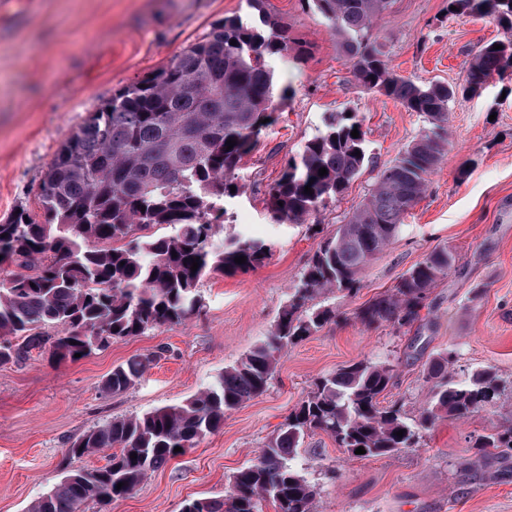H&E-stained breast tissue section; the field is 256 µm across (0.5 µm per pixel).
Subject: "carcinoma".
Returning a JSON list of instances; mask_svg holds the SVG:
<instances>
[{
  "label": "carcinoma",
  "mask_w": 512,
  "mask_h": 512,
  "mask_svg": "<svg viewBox=\"0 0 512 512\" xmlns=\"http://www.w3.org/2000/svg\"><path fill=\"white\" fill-rule=\"evenodd\" d=\"M310 2L329 22L354 81L419 113L426 126L378 171L369 195L314 252L266 341L182 403L114 418L85 433L72 454L116 452L102 467L68 474L26 512H81L88 501L106 505L130 495L178 456L175 447H194L224 426L228 412L265 392L280 353L336 317L335 308L316 299L356 291L363 268L385 251L425 194L428 177L448 155L455 98L478 97L494 76L512 72L510 38L481 46L466 61L463 85L416 83L392 69L372 36L391 0ZM448 6L451 16L489 17L512 33V0H448ZM497 44L502 48L493 49ZM290 52L298 58L305 46L263 12L251 20L224 18L165 67L90 113L45 172L40 191L45 222L36 223L22 210L0 224V264L22 269L0 277V364L46 346L54 358L75 361V354L88 357L114 339L181 324L200 308L198 288L206 276L235 275L264 263L269 253L264 243L216 239L227 215L220 201L240 193L241 161L266 127L262 120L272 118L289 92L278 88L269 61ZM355 129L357 138L351 136ZM229 140L236 141L230 150ZM367 163L361 120L343 112L330 115L268 191L273 217L305 223L320 206L341 197ZM321 168L328 174L319 175ZM158 226L172 232L158 235ZM239 256L246 262L236 263ZM454 263L448 248L431 251L393 290L362 305L358 316L398 329L414 324ZM47 328L56 334H47ZM454 359L455 352L448 351L428 362L432 386L417 419L396 404L382 405L393 378L386 363L359 361L317 378L276 436L232 475L224 497L188 500L182 512H261L264 501L272 502L275 512H315L317 488L290 464L310 434H327L353 458H375L412 446L420 430L441 419L467 418L496 404L501 388L495 373L476 371L457 383L449 373ZM150 361L137 356L115 367L104 389L127 390ZM359 447L365 453L355 454ZM474 447L485 456L512 450V426L477 437ZM133 453L137 458H130Z\"/></svg>",
  "instance_id": "cac0c4a2"
}]
</instances>
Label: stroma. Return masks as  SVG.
Wrapping results in <instances>:
<instances>
[{
    "instance_id": "1",
    "label": "stroma",
    "mask_w": 512,
    "mask_h": 512,
    "mask_svg": "<svg viewBox=\"0 0 512 512\" xmlns=\"http://www.w3.org/2000/svg\"><path fill=\"white\" fill-rule=\"evenodd\" d=\"M447 7L448 0H392L373 35L399 75L463 83L470 55L504 38L489 19L452 16ZM264 8L309 51L270 61L279 86L292 94L244 157V191L225 199L229 222L217 237L262 240L268 259L245 273L205 279L202 305L184 323L112 341L77 361L35 349L22 362L1 364L0 512H26L65 475L105 465L108 451L70 452L90 429L180 404L269 336L318 244L423 130L418 113L356 84L314 6L264 0ZM251 14L247 0H0V222L20 210L42 220L47 167L115 92L166 65L213 22ZM336 112L362 121L371 164L308 223L274 220L269 188ZM443 246L455 263L433 288L429 315L399 330L361 323L357 308ZM321 302L335 307V321L280 355L264 393L227 413L223 428L128 497L89 503L85 512H180L186 500L224 497L233 472L256 457L313 381L353 362L391 363L384 401L418 417L429 394L427 364L448 350L456 353L457 381L480 369L497 374L501 394L493 407L438 421L412 447L378 458L349 457L318 432L294 463L317 488V512H512V451L488 457L473 446L492 427L512 425V75L452 104L448 156L425 194L385 252L364 267L358 292ZM136 355L152 358L143 376L127 391L106 392L112 369Z\"/></svg>"
}]
</instances>
